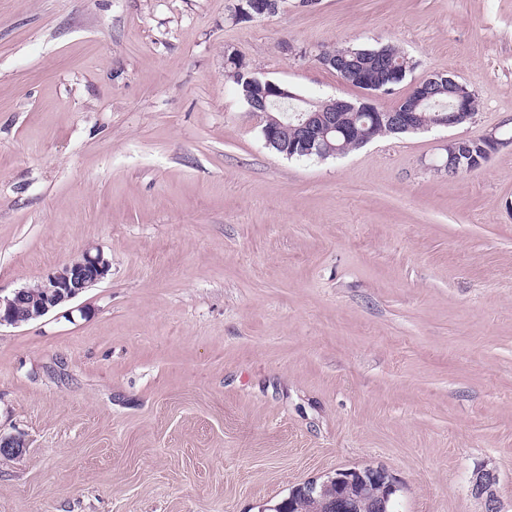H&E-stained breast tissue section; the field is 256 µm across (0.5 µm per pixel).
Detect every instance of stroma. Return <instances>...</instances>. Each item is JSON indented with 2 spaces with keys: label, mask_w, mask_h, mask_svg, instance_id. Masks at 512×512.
Instances as JSON below:
<instances>
[{
  "label": "stroma",
  "mask_w": 512,
  "mask_h": 512,
  "mask_svg": "<svg viewBox=\"0 0 512 512\" xmlns=\"http://www.w3.org/2000/svg\"><path fill=\"white\" fill-rule=\"evenodd\" d=\"M0 0V295L88 250L108 275L0 327V512H272L386 469L393 512H512V0ZM393 44L467 84V123L337 158L265 145L236 54L308 99L357 100L314 59ZM239 1V12L233 20L237 22L251 21L257 18L271 16L275 14L279 9L280 0H241ZM245 1V2H244ZM246 4L249 8L243 9V5ZM224 69L235 85L239 98L248 108L251 105V101H260L261 98L256 92H245V79L249 71L241 59L233 54H228L224 60ZM511 144L510 140L499 139L496 133L471 141L466 139H450L444 150L447 152L446 162L439 168L448 167L452 174L471 172L481 167L486 155L500 146ZM497 481L492 471L482 470L475 474L472 492L484 502L485 508L497 509Z\"/></svg>",
  "instance_id": "35a3bbf8"
}]
</instances>
